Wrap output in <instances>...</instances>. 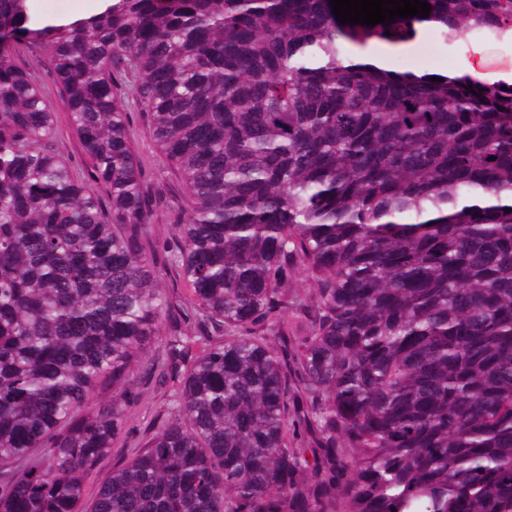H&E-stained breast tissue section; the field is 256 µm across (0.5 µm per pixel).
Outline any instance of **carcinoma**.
<instances>
[{
    "mask_svg": "<svg viewBox=\"0 0 512 512\" xmlns=\"http://www.w3.org/2000/svg\"><path fill=\"white\" fill-rule=\"evenodd\" d=\"M425 2L369 27L330 0H111L66 25L0 0V512H80L145 376L182 387L91 512H512V82L348 51L424 22L512 39V0ZM28 36L106 206L52 148ZM129 77L188 189L182 317L223 340L159 339ZM301 268L317 295L293 348ZM158 341L167 363L138 364Z\"/></svg>",
    "mask_w": 512,
    "mask_h": 512,
    "instance_id": "obj_1",
    "label": "carcinoma"
}]
</instances>
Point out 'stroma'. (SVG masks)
Masks as SVG:
<instances>
[{
	"mask_svg": "<svg viewBox=\"0 0 512 512\" xmlns=\"http://www.w3.org/2000/svg\"><path fill=\"white\" fill-rule=\"evenodd\" d=\"M414 47L427 50L424 67L428 70L457 68L464 59L476 53L484 58L487 70L512 69V40L473 35L450 47L441 42L433 29L428 28L419 32ZM47 53L45 44L26 40L19 47L18 61L29 69L38 87L54 106L56 149L69 159L86 192L104 198L105 190L90 175L63 96L45 65ZM130 134L133 148L141 162L143 187L153 204L152 222L146 227L142 244L157 259L154 285L167 296L171 309H186L192 304L190 288L179 269L169 262L171 249L177 240V223L186 202V186L180 172L157 147L142 112L132 111ZM178 387V382L174 380L159 385L151 379H141V396L126 410L122 427L113 439L110 452L85 479L86 498H93L99 483L111 472L113 466L130 459L167 420L170 401Z\"/></svg>",
	"mask_w": 512,
	"mask_h": 512,
	"instance_id": "obj_1",
	"label": "stroma"
}]
</instances>
